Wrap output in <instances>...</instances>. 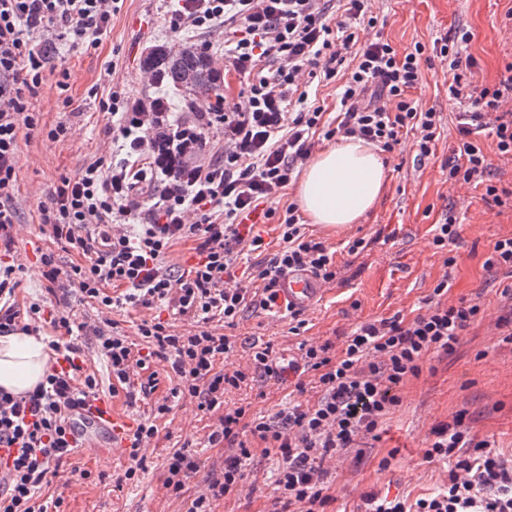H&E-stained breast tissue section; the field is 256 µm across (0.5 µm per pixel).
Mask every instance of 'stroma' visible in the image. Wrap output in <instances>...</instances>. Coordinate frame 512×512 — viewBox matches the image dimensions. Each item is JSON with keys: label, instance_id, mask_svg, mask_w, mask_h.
<instances>
[{"label": "stroma", "instance_id": "1", "mask_svg": "<svg viewBox=\"0 0 512 512\" xmlns=\"http://www.w3.org/2000/svg\"><path fill=\"white\" fill-rule=\"evenodd\" d=\"M168 10V0H123L96 50L80 54L60 46L57 64L71 74L73 103L63 106L54 78H47L34 101L42 128L19 139L21 215L13 228L14 251L22 266L15 289L19 307L38 303L48 309L63 299L78 321L95 319V308L82 301L66 276H59L54 294H47L41 252H54L64 269L80 263L82 257L54 240L50 227L40 223L38 210L49 204L61 177L105 155L101 141L108 121L99 110V99L113 91L129 97L149 94L143 66L148 50L162 45L175 52L183 46V38L168 27ZM372 10L386 24L380 30L362 27L361 40L381 35L400 51L418 43L432 47L435 39L459 26L470 30L466 52L478 62L471 75L474 84L495 83L505 73V62L512 59V0H373ZM450 80L447 61L432 58L423 64L421 82L413 93L421 109L442 116L434 156L417 159L413 135L403 136L395 152L384 154L382 193L359 223L334 232L307 225V232L333 252L341 272L327 285L319 303L304 312L305 328L294 335L288 331L287 312L251 310L229 330L237 347L225 365L245 369L251 364L254 343L270 344L274 354L295 357L301 342L340 344L362 323L396 314L413 317L426 310L435 284L443 277L450 284L449 299L464 296L483 304V320L468 331L456 352L428 358L421 376L404 385L402 403L387 416L377 440L360 452L324 460L333 497L327 512H360L363 495L372 491L411 502L439 491L448 463H425L424 450L432 428L459 414L478 439L504 453L512 452V342L504 341L496 326L501 314L498 284L482 267L492 243L512 235V210L486 199L483 187L448 185L444 163L457 140V107L448 98ZM59 124L68 127V136L58 142L48 140L45 129ZM447 206L461 224L457 264L451 269L445 268L443 254L432 244L434 226ZM356 237L364 238L367 246L352 255L346 244ZM157 315L177 333L194 326L189 317L142 306L115 310L112 319L134 341L139 324ZM78 342L113 408L137 420H155L158 432L142 448L144 468L133 479L124 477L132 464L129 457L105 460L92 449L78 450L70 459L76 475L50 477L38 492L39 502L48 505L61 500L63 512H187L205 492L208 480L224 470L223 449L207 442L215 417L198 411L188 399H171L170 411L155 417L156 400L169 397L176 383L170 364L164 361L149 365L158 379L153 395L129 403L124 391H113L112 376L98 354L95 337L82 335ZM293 388L290 375L276 384L249 380L226 394L225 400L228 406L245 407L248 417L271 416L287 408ZM180 448L197 457L201 468L176 495L165 485L166 464ZM391 450L395 459L389 468H380L381 458ZM278 469L275 453L254 449L238 493L212 501L213 512H264ZM83 471L88 479H80Z\"/></svg>", "mask_w": 512, "mask_h": 512}]
</instances>
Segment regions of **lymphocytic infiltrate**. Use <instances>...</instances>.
<instances>
[{
    "label": "lymphocytic infiltrate",
    "instance_id": "1",
    "mask_svg": "<svg viewBox=\"0 0 512 512\" xmlns=\"http://www.w3.org/2000/svg\"><path fill=\"white\" fill-rule=\"evenodd\" d=\"M120 0H0V244L12 247L18 220L15 191L22 130L42 129L33 99L54 76L63 104H70L68 69L57 67L48 49L97 48ZM335 22H328V11ZM371 0H175L169 28L180 35L224 28V59L245 81L242 103L221 112H185L173 117L160 96L125 99L112 94L101 112L112 119V150L120 161L97 158L55 186L50 206L40 209L54 238L82 254L69 279L85 298L111 310L123 305L173 304L193 319V331L176 334L156 319L139 325L145 353H135L120 333L94 326L98 350L128 399L149 394L154 381L130 384L133 367L159 359L178 378L171 397L195 399L217 423L208 436L224 447V474L189 512H211V500L234 494L244 478L254 444L281 458L277 488L265 512H326L331 501L323 458L343 455L361 440L377 439L385 417L401 403L400 389L419 378L426 360L455 352L484 314L472 299L445 303L447 280L435 285L434 304L413 318L396 315L361 324L342 349L332 343H300L299 360L281 365L271 346L253 354L261 381L296 376L294 390L307 391L314 373L316 400L295 403L265 418L247 419L242 407L228 408L224 395L246 372L220 370L233 352L228 336L249 309L278 310V280L304 268L333 282L338 268L323 242L309 238L295 207L272 208L312 154L316 133L360 139L391 152L404 132H413L418 158L434 154L441 116L420 109L410 92L420 80L422 45L397 54L385 38L360 42L363 24H377ZM472 37L458 28L435 40L436 56L447 59L448 97L458 106V141L446 166L451 184L483 185L495 206L512 209V184L493 180L479 136H492L499 156L512 158V61L492 85H476L467 71L473 58L462 48ZM340 82L341 112L335 126L322 127L320 108L309 106L300 81ZM221 151L209 157L211 143ZM276 220L282 247L265 266L240 270L239 257L265 243L250 220ZM195 244L187 272L164 265L173 244ZM504 279L499 325H512V237L495 240L483 262ZM118 288L110 295L108 287ZM223 321L226 331L210 327ZM52 364L42 383L23 396L0 391V512H49L36 492L52 468L63 466L74 445L67 410L99 395V382L84 370V353L73 342H50ZM448 458L442 492L408 502L376 492L364 495V512H512V455L478 439L463 416L437 425L424 452L426 462Z\"/></svg>",
    "mask_w": 512,
    "mask_h": 512
}]
</instances>
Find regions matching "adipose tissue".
<instances>
[{
  "mask_svg": "<svg viewBox=\"0 0 512 512\" xmlns=\"http://www.w3.org/2000/svg\"><path fill=\"white\" fill-rule=\"evenodd\" d=\"M384 165L375 147L344 140L318 153L298 185L300 206L311 223L340 228L358 223L378 199ZM49 367L42 337L18 332L0 336V389L19 396L32 391Z\"/></svg>",
  "mask_w": 512,
  "mask_h": 512,
  "instance_id": "obj_1",
  "label": "adipose tissue"
}]
</instances>
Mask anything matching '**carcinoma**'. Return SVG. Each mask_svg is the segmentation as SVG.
<instances>
[{
    "mask_svg": "<svg viewBox=\"0 0 512 512\" xmlns=\"http://www.w3.org/2000/svg\"><path fill=\"white\" fill-rule=\"evenodd\" d=\"M144 65L165 74V85L179 91L184 90V78L193 73L197 77L194 97L207 104L212 97H220V85L212 74L209 61L204 55L188 54L174 60L170 59L161 49H155L144 59Z\"/></svg>",
    "mask_w": 512,
    "mask_h": 512,
    "instance_id": "obj_1",
    "label": "carcinoma"
}]
</instances>
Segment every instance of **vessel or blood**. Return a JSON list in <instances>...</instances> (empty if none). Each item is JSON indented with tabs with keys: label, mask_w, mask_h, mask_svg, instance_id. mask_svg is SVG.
<instances>
[{
	"label": "vessel or blood",
	"mask_w": 512,
	"mask_h": 512,
	"mask_svg": "<svg viewBox=\"0 0 512 512\" xmlns=\"http://www.w3.org/2000/svg\"><path fill=\"white\" fill-rule=\"evenodd\" d=\"M278 294L281 308L307 311L321 299L324 288L309 272L295 270L280 278ZM78 425L83 447L94 449L98 455L110 459L121 455L123 437L130 422L113 411L108 398L88 403L81 412Z\"/></svg>",
	"instance_id": "b4317fda"
}]
</instances>
